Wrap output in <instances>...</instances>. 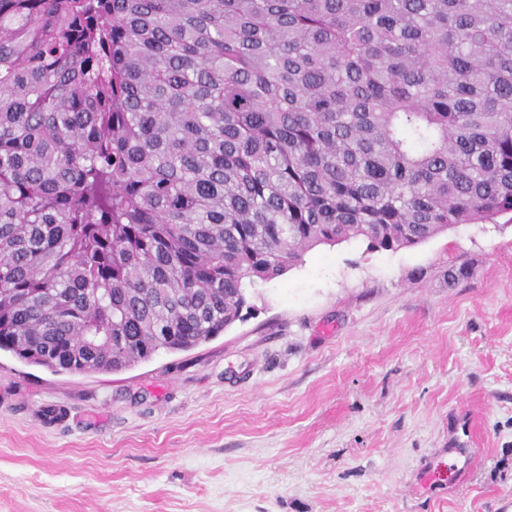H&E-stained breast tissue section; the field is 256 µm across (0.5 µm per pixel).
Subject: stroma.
<instances>
[{"label": "stroma", "instance_id": "obj_1", "mask_svg": "<svg viewBox=\"0 0 512 512\" xmlns=\"http://www.w3.org/2000/svg\"><path fill=\"white\" fill-rule=\"evenodd\" d=\"M0 512H512V217L316 246L119 372L0 352Z\"/></svg>", "mask_w": 512, "mask_h": 512}]
</instances>
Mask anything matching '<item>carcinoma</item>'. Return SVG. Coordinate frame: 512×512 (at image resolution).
I'll list each match as a JSON object with an SVG mask.
<instances>
[{
    "instance_id": "carcinoma-1",
    "label": "carcinoma",
    "mask_w": 512,
    "mask_h": 512,
    "mask_svg": "<svg viewBox=\"0 0 512 512\" xmlns=\"http://www.w3.org/2000/svg\"><path fill=\"white\" fill-rule=\"evenodd\" d=\"M512 214V0H0V351L118 372L321 244Z\"/></svg>"
}]
</instances>
